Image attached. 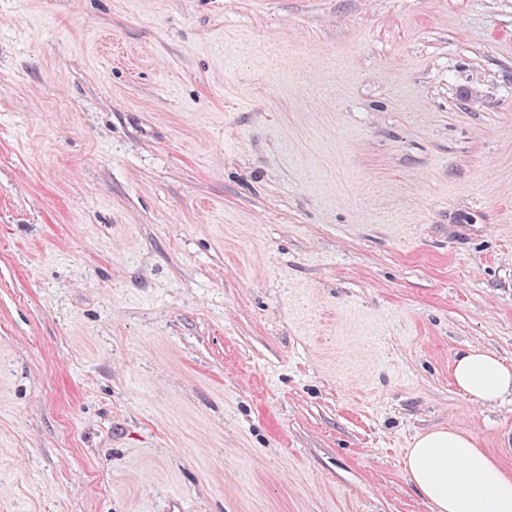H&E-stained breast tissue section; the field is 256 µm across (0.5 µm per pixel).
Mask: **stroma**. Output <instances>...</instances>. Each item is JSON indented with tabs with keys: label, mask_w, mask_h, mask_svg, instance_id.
Segmentation results:
<instances>
[{
	"label": "stroma",
	"mask_w": 512,
	"mask_h": 512,
	"mask_svg": "<svg viewBox=\"0 0 512 512\" xmlns=\"http://www.w3.org/2000/svg\"><path fill=\"white\" fill-rule=\"evenodd\" d=\"M512 0H0V512H435L512 474ZM452 379L473 402L493 404L512 394V369L490 351L469 350L460 354L453 364ZM406 471L437 512H512V475L473 438L453 430L418 435Z\"/></svg>",
	"instance_id": "35a3bbf8"
}]
</instances>
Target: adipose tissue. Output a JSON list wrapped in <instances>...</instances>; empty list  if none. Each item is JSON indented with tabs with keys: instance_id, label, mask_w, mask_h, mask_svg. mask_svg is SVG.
Masks as SVG:
<instances>
[{
	"instance_id": "obj_1",
	"label": "adipose tissue",
	"mask_w": 512,
	"mask_h": 512,
	"mask_svg": "<svg viewBox=\"0 0 512 512\" xmlns=\"http://www.w3.org/2000/svg\"><path fill=\"white\" fill-rule=\"evenodd\" d=\"M452 379L477 403H494L512 394V368L490 351L460 354ZM406 471L436 512H512V474L473 438L458 432L438 429L418 435L408 452Z\"/></svg>"
}]
</instances>
